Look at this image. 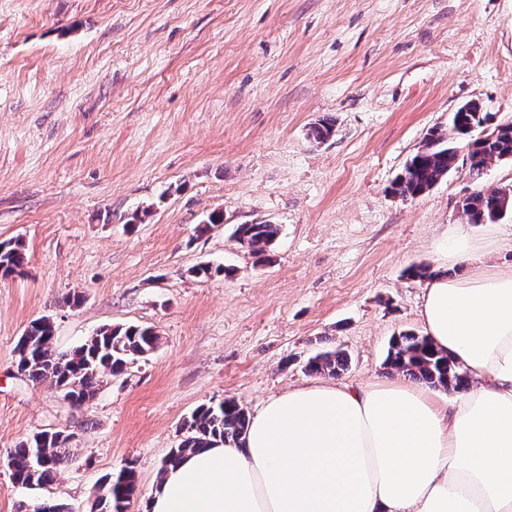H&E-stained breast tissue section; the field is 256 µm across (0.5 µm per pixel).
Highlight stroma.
Listing matches in <instances>:
<instances>
[{
  "mask_svg": "<svg viewBox=\"0 0 512 512\" xmlns=\"http://www.w3.org/2000/svg\"><path fill=\"white\" fill-rule=\"evenodd\" d=\"M469 101L512 120V0H0V241L28 256L0 279V512H90L128 462V512H143L198 406L256 413L318 382L305 365L324 351L350 357L333 383L401 380L391 341L423 330L408 269L433 265L450 225L486 232L461 198L512 187L498 161L392 193ZM324 116L334 132L318 143ZM214 212L223 227L196 233ZM260 221L280 227L264 259L231 237ZM41 317L59 351L111 324L160 342L74 410L14 367ZM41 430L73 433L71 460L17 487L6 453Z\"/></svg>",
  "mask_w": 512,
  "mask_h": 512,
  "instance_id": "obj_1",
  "label": "stroma"
}]
</instances>
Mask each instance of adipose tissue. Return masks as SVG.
Segmentation results:
<instances>
[{"mask_svg":"<svg viewBox=\"0 0 512 512\" xmlns=\"http://www.w3.org/2000/svg\"><path fill=\"white\" fill-rule=\"evenodd\" d=\"M495 242L449 228L424 285L425 334L466 371V391L442 398L405 380L290 390L242 444L170 467L146 512H512V265L446 274Z\"/></svg>","mask_w":512,"mask_h":512,"instance_id":"ef3b65f1","label":"adipose tissue"}]
</instances>
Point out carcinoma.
Here are the masks:
<instances>
[{
	"instance_id": "1",
	"label": "carcinoma",
	"mask_w": 512,
	"mask_h": 512,
	"mask_svg": "<svg viewBox=\"0 0 512 512\" xmlns=\"http://www.w3.org/2000/svg\"><path fill=\"white\" fill-rule=\"evenodd\" d=\"M491 124L487 112L456 110L451 117L455 140L440 129L430 131L421 150L406 163L395 178L392 190L402 197H416L439 183L458 163L468 165L476 179H481L494 161L512 159V121L493 125L498 135L491 141L473 137V133ZM334 123L322 119L311 126L310 135L317 142L332 136ZM462 212L472 224H486L512 214V188H481L461 202ZM280 231L269 222L237 224L233 237L257 254L266 252ZM28 264L25 245L20 240L0 243V276L23 274ZM160 336L151 327L139 325L103 326L71 352L54 347V328L47 318L34 320L20 336L15 347V367L19 374L34 382H50L55 388L84 407L94 399L107 378L124 372L134 361L151 354ZM348 357L340 349L326 351L308 360L311 373L335 374L347 366ZM387 364L406 376L445 391L467 388L468 377L445 353L432 348L427 337L405 331L392 341ZM250 417L233 400L215 405L204 404L184 424L186 434L178 447L170 450L161 472L178 463L187 454L215 442L239 444L247 432ZM73 435L57 431L46 437L40 431L16 444L7 452V467L14 483L25 488L52 482L70 457ZM138 493L136 469L126 464L115 474L102 479L92 512H127Z\"/></svg>"
}]
</instances>
